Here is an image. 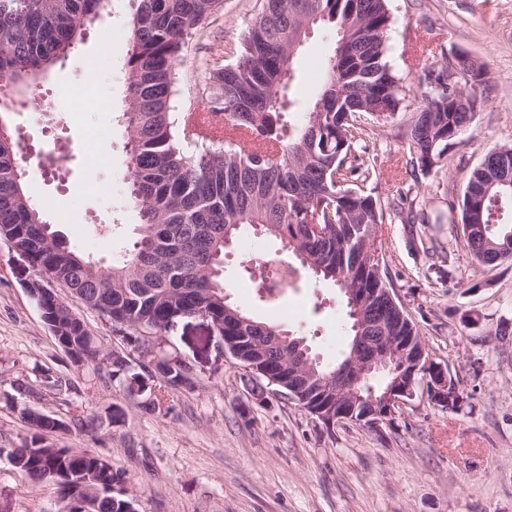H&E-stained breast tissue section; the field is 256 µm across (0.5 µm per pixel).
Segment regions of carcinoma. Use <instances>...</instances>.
I'll return each mask as SVG.
<instances>
[{
	"mask_svg": "<svg viewBox=\"0 0 512 512\" xmlns=\"http://www.w3.org/2000/svg\"><path fill=\"white\" fill-rule=\"evenodd\" d=\"M127 59L128 110L122 113L128 141L126 180L138 211L137 239L132 248L102 268L63 240L17 186L15 170L24 167L11 109H0V239L11 237L31 253L34 266L54 273L71 296L92 310H105L112 332L141 359L147 376L132 372L126 357L101 365L89 361L100 348L97 337L80 319L65 314L67 299L41 297L36 304L47 325L58 321L53 336L70 361L81 362L146 392L139 408L160 410L164 394L192 381L177 355L156 366L144 356L136 325L157 336L173 332L186 314L199 312L217 326L226 348L257 369L285 373L288 355L297 347L289 330L253 318L228 300L224 285V252L250 226L274 237L318 282L338 291L369 288L364 316L382 335L419 336L403 308L389 301L393 289L383 277L381 203L364 190L377 178L376 162L363 158L368 131L392 121L405 96L400 79L387 61L388 31L393 20L387 0H264L262 12L245 29L235 58L216 54L208 60L212 86L208 109L221 126L203 131L194 107L174 113L176 68L189 41L222 8V0H133ZM105 0H0V79L7 95L25 97L41 83L35 75L54 68L81 42L88 24L102 15ZM327 27L336 40L324 62L320 93L303 104L293 88L294 63L311 30ZM454 68L471 80L467 105L448 91V63L426 68L415 98L410 125V164L432 170L444 160L472 122L476 89L487 83L486 62L455 57ZM296 115L284 120V115ZM512 174V144L490 149L475 168L461 203V221L475 214L489 231L466 241L473 259L498 266L512 241V224L499 220L512 206V187L497 186L499 195L484 197L485 186L504 172ZM429 258L449 257L434 236L426 235L429 216L413 203L402 207ZM322 225L318 234L309 228ZM102 416L76 406L63 419L48 415L32 423L16 469L38 483L54 475L60 497L71 494L72 478L91 475L83 497L95 512H123L126 498L114 492L118 474L98 455L64 448L56 454L48 434L73 424L92 433Z\"/></svg>",
	"mask_w": 512,
	"mask_h": 512,
	"instance_id": "cac0c4a2",
	"label": "carcinoma"
}]
</instances>
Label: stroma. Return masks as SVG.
I'll list each match as a JSON object with an SVG mask.
<instances>
[{"mask_svg": "<svg viewBox=\"0 0 512 512\" xmlns=\"http://www.w3.org/2000/svg\"><path fill=\"white\" fill-rule=\"evenodd\" d=\"M261 0H224L191 40L178 66L175 105L184 110L204 91L210 53L233 51ZM388 61L407 88L392 122L368 138L379 176L365 189L381 202L395 193L426 199L429 215L460 198L473 167L495 145L512 142V0H390ZM131 0H109L82 42L53 68L32 103L15 106L12 123L34 156L58 160L57 171H27L33 204L77 252L107 266L129 243L138 215L128 205L126 62ZM335 41L314 30L297 62L302 101L317 94L321 61ZM465 51L488 65L489 83L475 119L441 165L409 174V125L418 101L411 90L423 66ZM95 89L94 108L72 109L74 91ZM102 147L97 166L79 155L87 127ZM96 191H88V182ZM452 263L412 246L409 225L383 224L386 272L426 342L429 359L447 367L467 400L451 412L425 393L397 409L381 430L345 421L326 427L300 406L268 396L258 403L240 363L203 317L181 320L162 344L195 370L190 386L142 413L138 395L119 381L75 367L57 345L31 294L21 260L0 240V451L20 447L26 409L66 415L71 405L120 411L112 427L71 428L59 446L108 459L133 494L138 512H512V269L481 267L463 240H449ZM295 264L279 240L243 231L224 258L231 299L260 320L304 336L321 362L335 364L349 344L347 308L338 290L300 277L295 288L258 294L251 267L270 259ZM52 370L72 384L42 383ZM24 383L29 393L17 394ZM53 483L31 484L0 454V512H59Z\"/></svg>", "mask_w": 512, "mask_h": 512, "instance_id": "1", "label": "stroma"}]
</instances>
